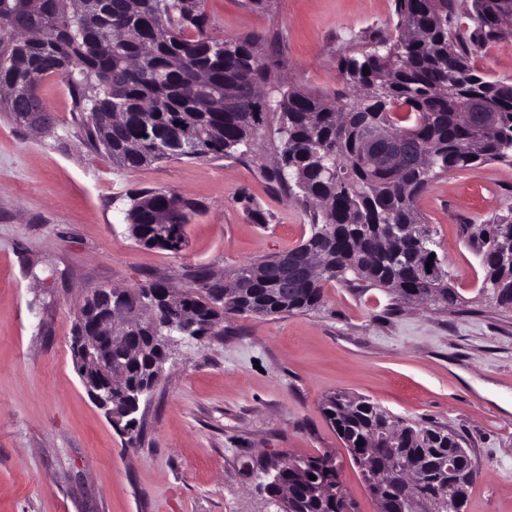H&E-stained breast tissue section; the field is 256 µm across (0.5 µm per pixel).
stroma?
Segmentation results:
<instances>
[{
	"label": "stroma",
	"mask_w": 512,
	"mask_h": 512,
	"mask_svg": "<svg viewBox=\"0 0 512 512\" xmlns=\"http://www.w3.org/2000/svg\"><path fill=\"white\" fill-rule=\"evenodd\" d=\"M218 39L258 38L275 80L333 93L339 52L391 32L395 0H205ZM49 122L0 112V512H267V457L333 451L357 512H377L326 421L324 399L366 397L391 414L458 433L480 477L464 512H512V312L482 299L464 226L512 213V164L435 179L416 201L452 286L455 311L398 303L333 283L314 311L231 317L182 343L143 404L130 447L87 395L70 351L74 313L109 284L165 277L193 287L274 256L310 234L303 207L266 177L273 133L243 159L163 160L136 171L93 149L65 80L47 78ZM165 190L197 208L173 254L141 246L125 221L131 193ZM267 215L253 223L241 201Z\"/></svg>",
	"instance_id": "obj_1"
}]
</instances>
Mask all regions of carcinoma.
Here are the masks:
<instances>
[{"label": "carcinoma", "instance_id": "obj_1", "mask_svg": "<svg viewBox=\"0 0 512 512\" xmlns=\"http://www.w3.org/2000/svg\"><path fill=\"white\" fill-rule=\"evenodd\" d=\"M203 0H99L86 13L72 3L44 0L37 37L14 26L9 48L0 50V86L26 85L39 93L53 76L66 79L88 135L112 164L137 170L156 161L246 157L256 150L268 118L274 129L277 164L270 178L309 209L311 233L288 250L326 257L311 280L282 295L260 269L277 257L238 265L224 279L203 271L197 286L182 290L197 327L186 335L212 336L224 316L275 317L318 308L328 282L363 281L392 291L403 302L455 308L463 299L447 274L426 282L416 267L435 253V241L416 211V199L435 177L487 162L512 163V78L490 79L470 65L474 48L512 35L499 28L512 16V0H471L459 22L454 0H395L396 35H371L336 57L344 90L336 93L275 85L251 38L212 37ZM111 27L107 40L98 37ZM368 73H363V69ZM485 99L498 106L497 128L481 134L465 125V102ZM387 123L410 131L430 156L427 168L408 167L398 177L379 176L364 160L366 128ZM195 206L176 194L149 190L130 197L128 231L140 245L174 254L186 245L185 226ZM512 237V213L471 234L485 272L479 295L512 310V259L500 244ZM239 278L245 290L228 293ZM126 388L148 378L140 357L120 364ZM330 424L355 453L374 452L381 466L395 449L422 473L418 492L436 512H448L446 497L463 510L479 476L460 436L439 425L411 423L364 397L336 392L325 400ZM335 454L263 466L288 490L311 487L296 498L294 512H355L336 485ZM455 459L452 472L443 462ZM315 479H310L309 475ZM391 512H401L403 489L394 477L376 490Z\"/></svg>", "mask_w": 512, "mask_h": 512}]
</instances>
